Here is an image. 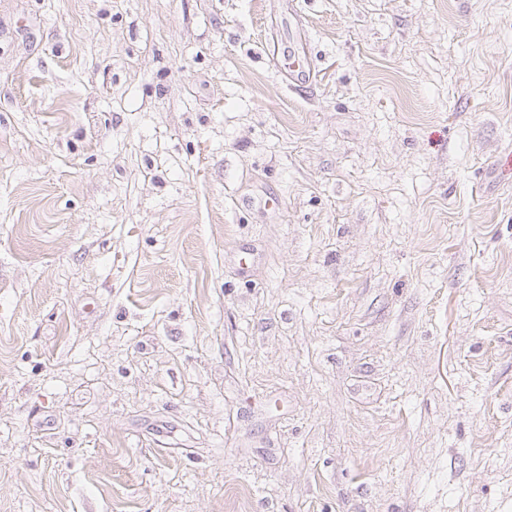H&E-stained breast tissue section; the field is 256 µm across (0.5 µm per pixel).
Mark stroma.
I'll return each mask as SVG.
<instances>
[{"instance_id": "obj_1", "label": "stroma", "mask_w": 512, "mask_h": 512, "mask_svg": "<svg viewBox=\"0 0 512 512\" xmlns=\"http://www.w3.org/2000/svg\"><path fill=\"white\" fill-rule=\"evenodd\" d=\"M512 0H0V512H512Z\"/></svg>"}]
</instances>
